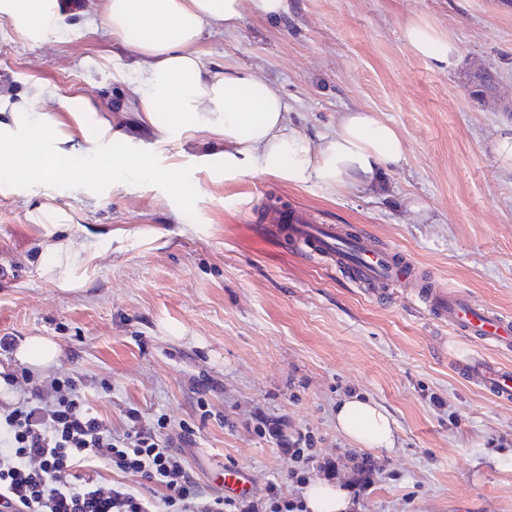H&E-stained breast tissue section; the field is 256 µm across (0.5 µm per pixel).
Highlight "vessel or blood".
Returning <instances> with one entry per match:
<instances>
[{"label": "vessel or blood", "instance_id": "obj_1", "mask_svg": "<svg viewBox=\"0 0 512 512\" xmlns=\"http://www.w3.org/2000/svg\"><path fill=\"white\" fill-rule=\"evenodd\" d=\"M257 220L280 224L300 251L324 258L348 273L359 285L370 287L372 296L387 302L402 298L417 302L435 321L475 339L498 352H512V319L499 315L470 297L443 288H418L415 263L397 250L374 246L364 233H348L334 224L317 223L309 213L280 205L257 212ZM467 382L495 400L512 402V368L477 354L462 366ZM221 483L226 495L244 498L251 493L247 473L239 467L225 468Z\"/></svg>", "mask_w": 512, "mask_h": 512}]
</instances>
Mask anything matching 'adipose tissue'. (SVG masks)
<instances>
[{"instance_id": "adipose-tissue-1", "label": "adipose tissue", "mask_w": 512, "mask_h": 512, "mask_svg": "<svg viewBox=\"0 0 512 512\" xmlns=\"http://www.w3.org/2000/svg\"><path fill=\"white\" fill-rule=\"evenodd\" d=\"M276 16L285 0H104L103 28L126 41L144 58L136 109L162 137L193 138L209 130L224 142V169L236 175L280 171L289 181H319L339 189L369 187L403 157L395 129L371 111L342 114L336 128L312 140L287 120L288 104L260 80L232 69L208 70L199 44L205 28H235L245 5ZM64 0H0V16L27 42L52 37ZM403 35L419 55L451 67L458 50L426 24L405 26ZM111 126L89 129L79 115L70 123L52 122L40 141L0 114V165L23 164L45 182L65 179L76 190L111 187L114 168ZM33 219L45 231L41 247L53 260L44 271L63 290L78 289L77 271L91 259L74 236L69 212L40 205ZM336 426L367 448L392 450L396 433L390 413L378 403L352 395L336 408ZM308 512H348L351 501L340 485H307Z\"/></svg>"}]
</instances>
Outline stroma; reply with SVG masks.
<instances>
[{"mask_svg": "<svg viewBox=\"0 0 512 512\" xmlns=\"http://www.w3.org/2000/svg\"><path fill=\"white\" fill-rule=\"evenodd\" d=\"M64 17L30 44L0 18V109L41 134L44 119L83 112L108 121L111 151L150 156L142 175L73 193L0 170V335L51 338L44 377L75 378L113 430L137 408L146 422L186 423L181 454L211 486L224 466L248 470L254 495L292 461L263 429L312 435L316 463L350 487L372 482L350 512H512V404L461 378L478 346L400 303H382L345 274L305 257L258 208L285 203L322 224L368 233L406 252L424 279L512 318V168L495 158L512 124V0H287L272 18L246 7L236 29H206L205 67L265 82L312 138L365 109L403 142L401 163L368 189L304 185L281 174L235 176L224 151L164 139L132 106L143 62L93 19ZM423 23L458 48L447 69L415 53L402 29ZM53 199L94 258L76 292L39 268L35 208ZM358 394L392 414V450L359 448L336 430L339 400Z\"/></svg>", "mask_w": 512, "mask_h": 512, "instance_id": "1", "label": "stroma"}]
</instances>
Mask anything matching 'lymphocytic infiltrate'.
<instances>
[{"mask_svg": "<svg viewBox=\"0 0 512 512\" xmlns=\"http://www.w3.org/2000/svg\"><path fill=\"white\" fill-rule=\"evenodd\" d=\"M0 385V499L19 512H307L274 483L261 503L201 490L179 454L194 442L188 425L171 433L161 416L149 427L133 409L114 431L66 376L1 372Z\"/></svg>", "mask_w": 512, "mask_h": 512, "instance_id": "1", "label": "lymphocytic infiltrate"}]
</instances>
